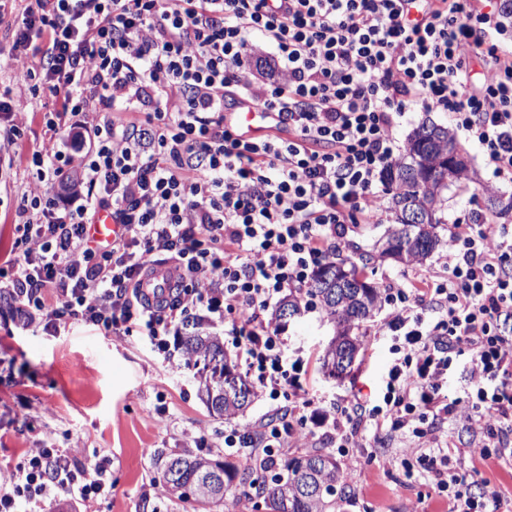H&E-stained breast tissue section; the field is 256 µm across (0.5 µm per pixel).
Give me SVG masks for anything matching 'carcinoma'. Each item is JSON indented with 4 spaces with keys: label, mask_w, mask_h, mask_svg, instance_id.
<instances>
[{
    "label": "carcinoma",
    "mask_w": 512,
    "mask_h": 512,
    "mask_svg": "<svg viewBox=\"0 0 512 512\" xmlns=\"http://www.w3.org/2000/svg\"><path fill=\"white\" fill-rule=\"evenodd\" d=\"M454 148L455 138L443 126L423 125L409 135L404 154L386 171L395 223L385 237L386 249L376 256L360 253L357 263L338 258L314 274L308 296L336 326V338L325 351L323 365L335 364L337 374L350 368L362 349L365 336L356 330L372 317L381 294L367 281L357 288H338L336 281L357 280L359 265L365 266L377 257L390 256L396 262L413 264L432 254L439 242V193L448 184L467 177V166L456 171L448 166ZM413 208L428 213L426 224L418 226L408 221ZM287 312L301 313V301L292 294L279 305L276 320L283 321ZM181 345L185 355L203 363L200 389L210 415L222 418L241 410L247 399L224 391V370L230 365L222 339L196 332L182 337ZM158 460L157 473L169 494L194 512H214L224 505L226 494L213 492L212 486L226 488L234 481L242 495L249 488L258 490L265 512H336V493H345L346 476L335 455L317 448L286 455L272 469L259 465L241 469L210 455L190 453H160Z\"/></svg>",
    "instance_id": "1"
}]
</instances>
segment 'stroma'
<instances>
[{
  "mask_svg": "<svg viewBox=\"0 0 512 512\" xmlns=\"http://www.w3.org/2000/svg\"><path fill=\"white\" fill-rule=\"evenodd\" d=\"M50 92L34 99V116L18 147L10 179L0 180V254L13 241L17 210L26 190L27 160L45 136L43 113L53 104ZM454 137L464 152L471 173L444 189L438 201L443 220L441 243L425 261L401 264L375 260L363 270L376 288L389 279L413 282L442 272L448 250V226L473 211L488 213L494 227L512 231V211L489 214L490 197L512 195V184L496 182L487 158L462 132ZM18 304L0 300V464L15 465L44 445L65 449L86 464L96 454L112 459V495L93 504L63 495L45 502L44 512H186L171 498L157 477V453L184 450L183 433L198 437L202 452L243 466L244 458L224 450V420L213 418L198 395L199 377L182 369L181 356L164 359L139 336H103L94 331H74L51 336L41 327L23 328ZM387 307H379L363 323L361 332L373 339L371 349L360 351L343 378L328 375L323 355L335 328L323 312H303L283 327L289 349L300 351L308 364L303 385L311 399L330 400L352 395L374 399L385 386L392 355L390 333L384 324ZM170 419L162 424L158 408ZM448 444L465 451V464L478 468L503 498H512V464L481 458L480 435L462 431L448 420ZM371 450L384 467L358 470L348 496L336 512H448L447 500L432 497L428 488L408 482L398 465L410 448L406 440L382 432L368 437Z\"/></svg>",
  "mask_w": 512,
  "mask_h": 512,
  "instance_id": "35a3bbf8",
  "label": "stroma"
}]
</instances>
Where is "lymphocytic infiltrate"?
Instances as JSON below:
<instances>
[{
    "instance_id": "1",
    "label": "lymphocytic infiltrate",
    "mask_w": 512,
    "mask_h": 512,
    "mask_svg": "<svg viewBox=\"0 0 512 512\" xmlns=\"http://www.w3.org/2000/svg\"><path fill=\"white\" fill-rule=\"evenodd\" d=\"M12 37L0 168L14 165L33 99H56L0 263V289L27 322L137 333L164 355L172 339L230 321L236 358L272 409L257 428L225 426V451L273 467L282 448L316 438L346 456L371 422L412 441L404 475L450 512H512L444 428L463 421L488 458L512 448V392L486 388L512 364V238L482 213L449 227L442 273L387 285L393 358L379 403L301 395L290 369L304 361L289 360L265 317L285 289L306 295L350 225L378 221L411 106L448 113L512 183V0H27ZM477 63L492 82L473 84ZM229 95L275 114L265 134L241 138ZM103 211L122 231L94 247ZM161 268L171 293L146 300L140 284ZM462 343L460 400L444 387ZM111 467L40 449L0 481V512L107 498Z\"/></svg>"
}]
</instances>
